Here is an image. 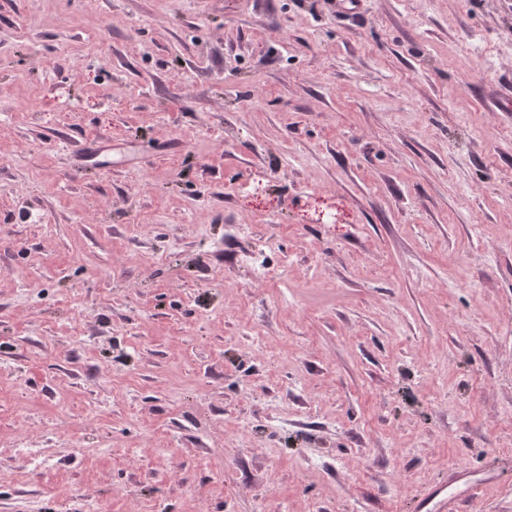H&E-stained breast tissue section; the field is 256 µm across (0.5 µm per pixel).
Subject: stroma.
I'll return each mask as SVG.
<instances>
[{"label": "stroma", "instance_id": "1", "mask_svg": "<svg viewBox=\"0 0 512 512\" xmlns=\"http://www.w3.org/2000/svg\"><path fill=\"white\" fill-rule=\"evenodd\" d=\"M510 97L512 0H0V512H512ZM458 491L448 495V488L445 485L437 484L432 487L428 496L418 505L420 511L425 512H447L457 510Z\"/></svg>", "mask_w": 512, "mask_h": 512}]
</instances>
